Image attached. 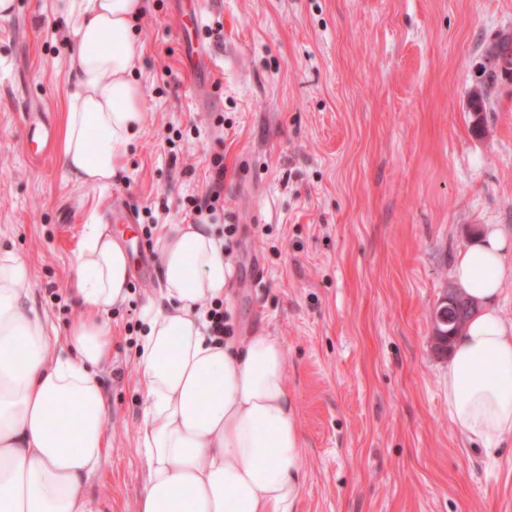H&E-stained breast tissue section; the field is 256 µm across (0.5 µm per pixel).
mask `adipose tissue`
I'll return each instance as SVG.
<instances>
[{"instance_id":"adipose-tissue-1","label":"adipose tissue","mask_w":512,"mask_h":512,"mask_svg":"<svg viewBox=\"0 0 512 512\" xmlns=\"http://www.w3.org/2000/svg\"><path fill=\"white\" fill-rule=\"evenodd\" d=\"M55 5L75 26L64 166L79 183L106 184L146 119L134 79L145 0ZM511 251L512 237L488 224L452 267L475 310L447 360L448 416L488 451L512 436V322L496 306L512 282ZM158 253L161 300L144 309L136 362L145 396L136 512H296L304 459L282 344L262 331L211 335L207 310L228 295L231 264L208 225H170ZM130 264L109 226L91 225L77 257L80 313L61 336L35 304L29 264L0 247V512H92L82 488L106 446L99 373Z\"/></svg>"}]
</instances>
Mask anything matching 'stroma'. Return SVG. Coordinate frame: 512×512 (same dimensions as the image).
Wrapping results in <instances>:
<instances>
[{"mask_svg":"<svg viewBox=\"0 0 512 512\" xmlns=\"http://www.w3.org/2000/svg\"><path fill=\"white\" fill-rule=\"evenodd\" d=\"M206 69L180 56L175 0H146L135 70L147 119L106 186L73 181L63 143L23 149L40 103L57 129L70 92L71 23L54 0L0 16V243L31 266L29 288L66 334L76 258L112 197L137 222L121 241L128 300L113 308L107 446L83 488L94 512H134L145 490L137 438L140 313L159 297L157 242L189 224L212 163L237 227L234 333L260 328L286 354L304 447L297 512H512V437L488 453L448 417V366L430 316L474 230L512 236V83L470 96L512 0H200ZM264 276L262 287L251 280Z\"/></svg>","mask_w":512,"mask_h":512,"instance_id":"obj_1","label":"stroma"}]
</instances>
